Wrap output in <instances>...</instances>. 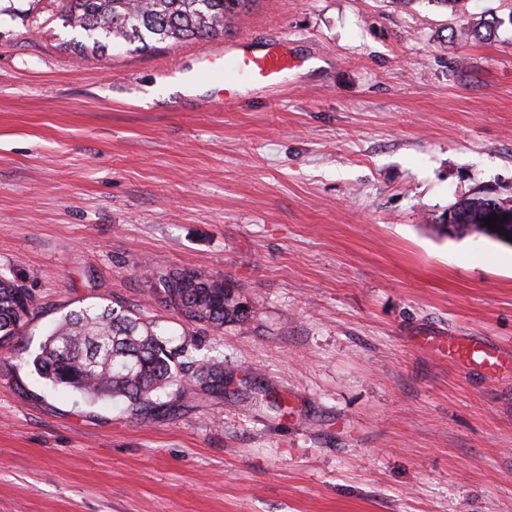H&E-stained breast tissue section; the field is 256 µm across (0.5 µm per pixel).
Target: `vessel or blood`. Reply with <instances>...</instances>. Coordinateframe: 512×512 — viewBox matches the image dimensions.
Here are the masks:
<instances>
[{"instance_id":"1","label":"vessel or blood","mask_w":512,"mask_h":512,"mask_svg":"<svg viewBox=\"0 0 512 512\" xmlns=\"http://www.w3.org/2000/svg\"><path fill=\"white\" fill-rule=\"evenodd\" d=\"M224 95L232 97L237 92L236 83L246 78L255 85H273L290 70L299 69L301 63L287 50L279 47L265 49L239 48L224 50ZM431 344L447 353L449 359L462 364H476L488 374H495L512 366V352L478 336H434Z\"/></svg>"}]
</instances>
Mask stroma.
<instances>
[{
  "instance_id": "1",
  "label": "stroma",
  "mask_w": 512,
  "mask_h": 512,
  "mask_svg": "<svg viewBox=\"0 0 512 512\" xmlns=\"http://www.w3.org/2000/svg\"><path fill=\"white\" fill-rule=\"evenodd\" d=\"M59 0H0V276L39 307L118 303L224 394L131 417L0 358V512H512V369L427 344L512 350V247L440 233L512 200V0H256L223 38L76 57ZM287 44L283 83L215 104L206 56ZM183 74L202 83L187 96ZM152 267L239 288L212 333L153 298ZM433 2L450 8L452 13L457 15L461 21H466V24H462L459 29L455 31L454 37H459L460 39L474 37L482 40H492L496 38L497 31L502 24V21L496 16H491L490 19L484 18L482 22L470 27L467 20H465L469 14V3L467 0H433ZM481 29H484L485 33H483ZM428 341L448 358L462 364H478L494 375L505 366H512V352L478 336H430Z\"/></svg>"
}]
</instances>
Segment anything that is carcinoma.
Instances as JSON below:
<instances>
[{
  "label": "carcinoma",
  "instance_id": "obj_1",
  "mask_svg": "<svg viewBox=\"0 0 512 512\" xmlns=\"http://www.w3.org/2000/svg\"><path fill=\"white\" fill-rule=\"evenodd\" d=\"M63 25L84 32L92 45L80 52L105 54L117 44H153L185 40L207 41L224 35L232 20L249 10L254 0H62ZM502 21L493 16L471 27L462 24L454 36L491 40ZM464 235L478 233L499 240L512 236V215L496 221L500 231L484 226L492 215L483 197H473L462 209ZM157 302L182 321L220 331L226 324L243 325L249 311L238 289L186 269L152 268L148 276ZM36 299L16 281L0 277V349L22 334ZM27 364L46 384L67 388L86 402L121 401L132 415L174 412L200 395L224 392L221 361L202 365L187 359V350L171 345L157 324L122 305L87 306L67 313L49 333Z\"/></svg>",
  "mask_w": 512,
  "mask_h": 512
}]
</instances>
